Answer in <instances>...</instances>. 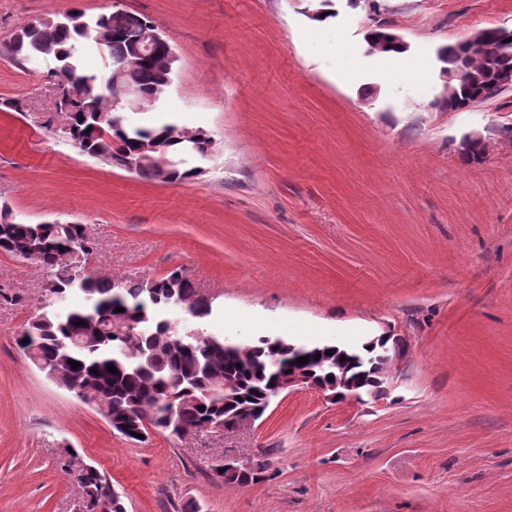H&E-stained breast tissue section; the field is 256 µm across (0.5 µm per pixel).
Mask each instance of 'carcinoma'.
<instances>
[{"label": "carcinoma", "instance_id": "1", "mask_svg": "<svg viewBox=\"0 0 512 512\" xmlns=\"http://www.w3.org/2000/svg\"><path fill=\"white\" fill-rule=\"evenodd\" d=\"M139 37L140 31L130 25L129 13L123 10L93 18L67 12L21 26L5 55L19 65L35 57H54L55 77L81 95L64 111L63 126L54 135L69 140L81 153L121 169L137 159L144 145H153L154 161L138 166L135 173L149 181L184 182L197 170L183 169L182 162L171 164L167 158L181 154L185 138L204 131H189L174 123L134 125L122 113L124 108L139 111L144 103L159 102L174 74L166 56L157 51L151 64H138L132 51ZM91 43L132 71L140 89L137 102H130L120 85L103 86L97 73L84 66L83 56ZM440 61L450 74L463 66L478 83H487L501 72H512V42L477 46L463 55L448 44ZM451 88L462 101L479 94L474 86L455 79ZM26 248L39 253L36 262L50 274L40 312L23 332L27 357L44 372H60L72 393L94 402L104 417L135 426L138 434L147 437L151 428L164 432L177 421L216 424L227 413L270 403L265 393L277 378L275 362L288 359V341L275 337L261 338L255 345L226 344L220 336L196 338L192 331H181L170 318L173 310L181 309L195 319H205L213 311L182 269L146 281L96 277L88 267L92 246L83 225L19 222L7 205L0 206V251L25 258ZM70 293L83 294L85 304L58 306ZM117 307L124 311L114 312ZM80 320L85 325H77ZM327 350L332 354H325ZM317 354L319 359L311 356L304 365L317 377H334L341 368L355 380L375 377L369 367L353 363V351L347 346L322 345ZM72 360L81 367L72 368ZM109 365L116 372H109ZM93 368L97 372H91ZM226 379L231 381L229 389L215 386ZM80 484L86 512H124L119 497L112 493L106 502L97 499L100 488L109 486L99 470L82 475Z\"/></svg>", "mask_w": 512, "mask_h": 512}]
</instances>
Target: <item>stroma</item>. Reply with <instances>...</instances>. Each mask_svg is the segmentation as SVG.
Returning <instances> with one entry per match:
<instances>
[{"label":"stroma","instance_id":"stroma-1","mask_svg":"<svg viewBox=\"0 0 512 512\" xmlns=\"http://www.w3.org/2000/svg\"><path fill=\"white\" fill-rule=\"evenodd\" d=\"M0 0V205L83 225L90 269L118 280L183 268L212 299L208 334L401 351L380 399L301 389L229 434L131 442L19 346L46 271L0 252V512H83L81 465L126 512H512V90L443 105L440 47L512 28V0ZM150 18L178 62L132 122L214 140L164 184L51 137L55 62L17 66L16 29L71 9ZM388 23L401 61L369 52ZM22 111H15L14 103ZM481 136L482 162L463 140ZM267 461L247 487L213 480Z\"/></svg>","mask_w":512,"mask_h":512}]
</instances>
